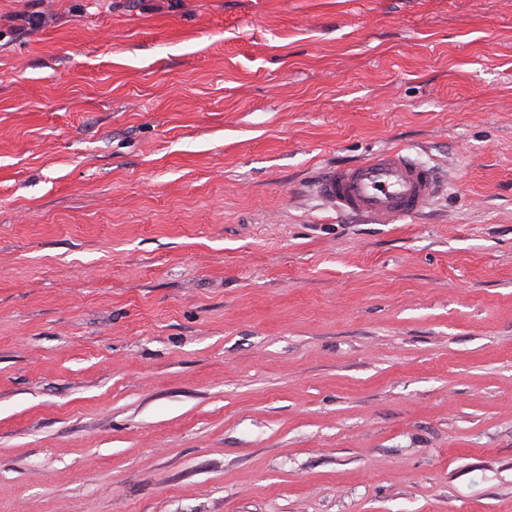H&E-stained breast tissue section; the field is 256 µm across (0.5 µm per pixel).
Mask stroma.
Returning <instances> with one entry per match:
<instances>
[{
    "label": "stroma",
    "instance_id": "obj_1",
    "mask_svg": "<svg viewBox=\"0 0 512 512\" xmlns=\"http://www.w3.org/2000/svg\"><path fill=\"white\" fill-rule=\"evenodd\" d=\"M0 512H512V0H0ZM434 171L405 154L389 149L328 172L319 192L332 208L394 224L415 217L435 195Z\"/></svg>",
    "mask_w": 512,
    "mask_h": 512
}]
</instances>
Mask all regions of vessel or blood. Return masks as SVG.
Returning <instances> with one entry per match:
<instances>
[{
    "label": "vessel or blood",
    "mask_w": 512,
    "mask_h": 512,
    "mask_svg": "<svg viewBox=\"0 0 512 512\" xmlns=\"http://www.w3.org/2000/svg\"><path fill=\"white\" fill-rule=\"evenodd\" d=\"M437 189L434 171L399 149L331 170L319 185L321 196L332 208L377 224L418 215Z\"/></svg>",
    "instance_id": "obj_1"
}]
</instances>
